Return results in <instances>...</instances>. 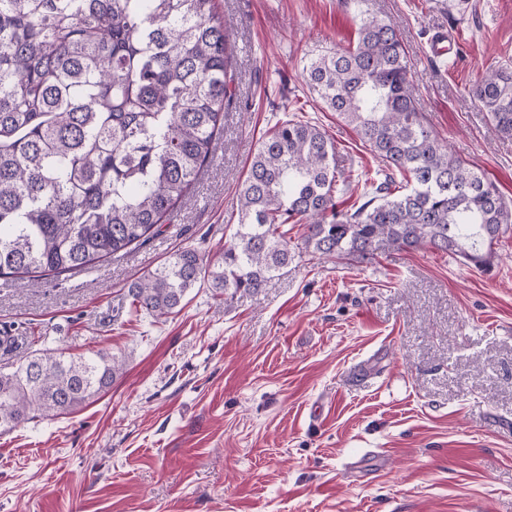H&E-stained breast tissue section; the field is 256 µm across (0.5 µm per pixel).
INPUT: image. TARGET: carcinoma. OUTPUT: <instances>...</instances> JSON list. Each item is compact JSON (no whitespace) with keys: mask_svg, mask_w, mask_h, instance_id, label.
Listing matches in <instances>:
<instances>
[{"mask_svg":"<svg viewBox=\"0 0 512 512\" xmlns=\"http://www.w3.org/2000/svg\"><path fill=\"white\" fill-rule=\"evenodd\" d=\"M228 40L216 0H0V279L58 277L155 234L224 131ZM303 73L382 163L360 205L338 210L350 185L327 133L281 120L249 163L220 255L173 253L127 288L135 313L176 314L202 281L226 301L259 292L294 258L288 224L322 259L428 247L491 267L512 210L428 124L398 25L361 15L355 46ZM470 94L511 137L512 67L489 68ZM123 373L103 349L34 350L0 369V429L74 412Z\"/></svg>","mask_w":512,"mask_h":512,"instance_id":"obj_1","label":"carcinoma"}]
</instances>
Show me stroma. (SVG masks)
I'll return each instance as SVG.
<instances>
[{
	"instance_id": "obj_1",
	"label": "stroma",
	"mask_w": 512,
	"mask_h": 512,
	"mask_svg": "<svg viewBox=\"0 0 512 512\" xmlns=\"http://www.w3.org/2000/svg\"><path fill=\"white\" fill-rule=\"evenodd\" d=\"M234 105L190 195L124 256L32 286L0 279V367L35 349H105L123 376L83 409L0 431V512H512V235L489 271L426 248L321 262L179 314L127 288L186 246L218 255L263 136L319 125L353 193L380 162L316 101L305 61L395 20L419 104L512 204V137L470 94L512 65V0H217ZM456 41L443 61L431 36Z\"/></svg>"
}]
</instances>
